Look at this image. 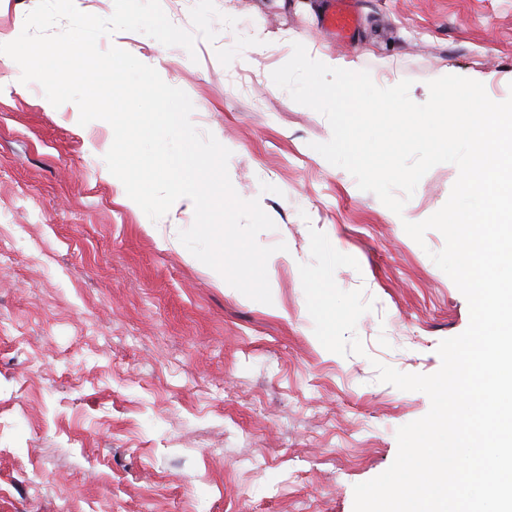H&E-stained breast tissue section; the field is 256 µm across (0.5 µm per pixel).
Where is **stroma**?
Returning a JSON list of instances; mask_svg holds the SVG:
<instances>
[{"label": "stroma", "mask_w": 512, "mask_h": 512, "mask_svg": "<svg viewBox=\"0 0 512 512\" xmlns=\"http://www.w3.org/2000/svg\"><path fill=\"white\" fill-rule=\"evenodd\" d=\"M234 27L194 52L126 32V51L182 89L191 119L231 152L238 195L258 200L285 243L272 301L220 287L165 247L194 221L149 218L120 197L102 120L53 107L0 54V512H353L356 484L394 461L399 427L429 397L379 381L373 361L430 375L469 306L431 260L420 222L458 176L433 167L402 215L315 151L331 127L271 73L302 43L311 58L381 60L377 81L438 74L512 95V0H356L352 44L320 24L324 0H215ZM276 40L253 52L257 32ZM244 57L229 64L225 42Z\"/></svg>", "instance_id": "stroma-1"}]
</instances>
